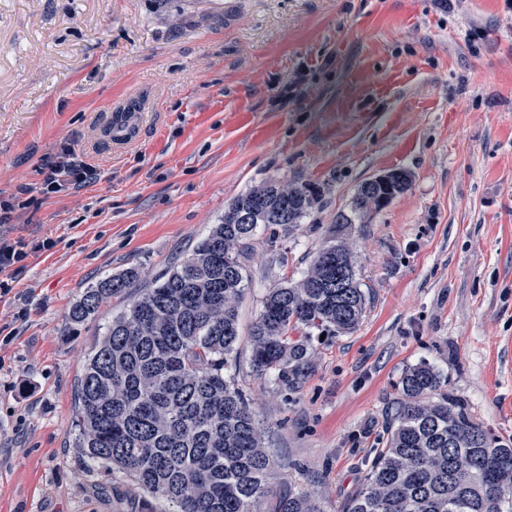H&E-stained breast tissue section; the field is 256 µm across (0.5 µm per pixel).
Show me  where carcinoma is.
<instances>
[{"label":"carcinoma","mask_w":512,"mask_h":512,"mask_svg":"<svg viewBox=\"0 0 512 512\" xmlns=\"http://www.w3.org/2000/svg\"><path fill=\"white\" fill-rule=\"evenodd\" d=\"M321 195L314 183L269 181L236 196L178 266L112 319L76 388L79 447L93 463L170 502L173 512H259L273 479L266 428L228 374L238 361L247 242L260 226L273 235L292 229ZM243 213L252 223H239ZM366 218L357 190L336 224ZM138 278L128 268L87 289L64 330L77 333ZM365 308L352 249L334 236L300 280L262 297L249 329L251 371L299 385L313 365L314 334L354 332ZM510 494L512 441L484 429L448 380L421 364L403 375L385 446L345 512H503ZM277 512L323 510L313 495L290 492Z\"/></svg>","instance_id":"1"}]
</instances>
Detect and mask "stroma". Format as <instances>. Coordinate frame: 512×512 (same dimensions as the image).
Returning a JSON list of instances; mask_svg holds the SVG:
<instances>
[{"label":"stroma","instance_id":"1","mask_svg":"<svg viewBox=\"0 0 512 512\" xmlns=\"http://www.w3.org/2000/svg\"><path fill=\"white\" fill-rule=\"evenodd\" d=\"M116 112L140 115L122 146ZM64 143L95 175L44 191L42 160ZM394 168L409 190L342 231L367 295L357 330L317 342L291 389L251 372L239 340L238 385L270 428L262 512L301 490L343 512L416 365L512 440V0H0V194L19 205L0 236L49 243L0 273L15 330L0 341V512H168L78 448L88 353L234 197L314 183L301 224L252 242L248 330L357 186ZM131 266L136 286L65 335L87 288Z\"/></svg>","mask_w":512,"mask_h":512}]
</instances>
